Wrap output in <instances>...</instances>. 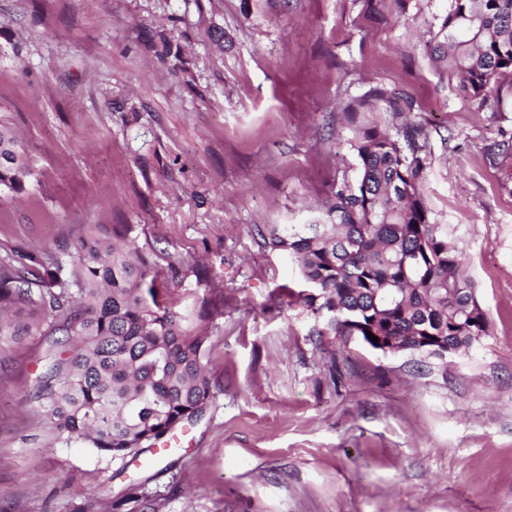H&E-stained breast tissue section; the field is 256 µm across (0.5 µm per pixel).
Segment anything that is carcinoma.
Here are the masks:
<instances>
[{"label": "carcinoma", "instance_id": "cac0c4a2", "mask_svg": "<svg viewBox=\"0 0 512 512\" xmlns=\"http://www.w3.org/2000/svg\"><path fill=\"white\" fill-rule=\"evenodd\" d=\"M425 51L464 97L501 110L512 88V0H448ZM414 108L406 93L378 86L348 103L354 162L321 210L257 234L262 248L297 260L303 290H282L325 316L327 333L443 358L480 345L489 324L424 201L430 159L423 128L407 120ZM30 176L21 141L0 123V191L18 193ZM128 231L81 239L67 275L47 252L0 258V343L26 336L44 348L32 401L49 445L114 460L155 446L212 396L207 329L171 301L176 266L128 249Z\"/></svg>", "mask_w": 512, "mask_h": 512}]
</instances>
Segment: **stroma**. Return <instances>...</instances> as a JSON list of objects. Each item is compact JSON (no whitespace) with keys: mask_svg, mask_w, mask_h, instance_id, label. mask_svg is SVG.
Returning a JSON list of instances; mask_svg holds the SVG:
<instances>
[{"mask_svg":"<svg viewBox=\"0 0 512 512\" xmlns=\"http://www.w3.org/2000/svg\"><path fill=\"white\" fill-rule=\"evenodd\" d=\"M447 8L0 0V120L33 169L0 193V255L68 269L91 231L131 225L133 247L177 265L176 309L211 312L213 393L172 448H51L38 349L0 344V512H512V112L434 69ZM375 86L415 100L424 198L489 319L470 354L385 355L270 302L300 269L257 230L321 208L353 161L342 109Z\"/></svg>","mask_w":512,"mask_h":512,"instance_id":"obj_1","label":"stroma"}]
</instances>
